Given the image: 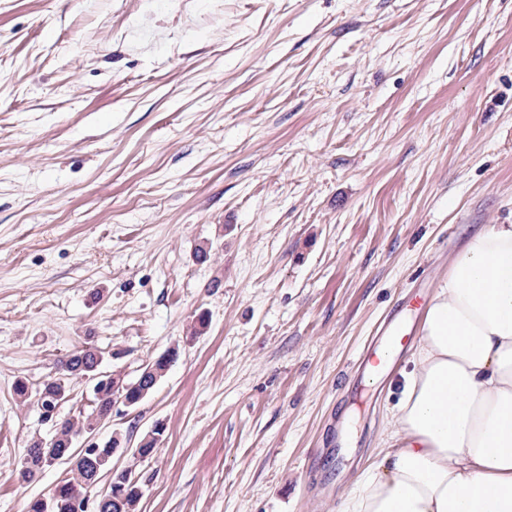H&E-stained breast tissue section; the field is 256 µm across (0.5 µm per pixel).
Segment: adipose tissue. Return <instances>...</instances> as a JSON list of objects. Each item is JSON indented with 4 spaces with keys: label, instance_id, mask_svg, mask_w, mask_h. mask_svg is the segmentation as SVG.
I'll use <instances>...</instances> for the list:
<instances>
[{
    "label": "adipose tissue",
    "instance_id": "1",
    "mask_svg": "<svg viewBox=\"0 0 512 512\" xmlns=\"http://www.w3.org/2000/svg\"><path fill=\"white\" fill-rule=\"evenodd\" d=\"M411 362L386 452L340 512H512V224L449 261Z\"/></svg>",
    "mask_w": 512,
    "mask_h": 512
}]
</instances>
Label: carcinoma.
Masks as SVG:
<instances>
[{
	"label": "carcinoma",
	"instance_id": "carcinoma-1",
	"mask_svg": "<svg viewBox=\"0 0 512 512\" xmlns=\"http://www.w3.org/2000/svg\"><path fill=\"white\" fill-rule=\"evenodd\" d=\"M177 355L175 349L159 355L134 381H127L116 373L99 375L103 357L92 345L60 361L58 375L49 377L42 384L39 394L51 405L57 406L68 397L69 381L89 379L92 381L91 411L77 421L71 418L57 420L54 424L55 433L49 440H35L26 448L29 481L51 467L53 456L72 462L71 476L61 480L47 500L32 501L28 512H78V505L86 497L88 489L105 472L111 474L110 483L118 487V492L113 497L100 499L95 512H135L140 485L130 473L112 472V453L121 447V440L112 437L86 451L75 447V442L78 437L94 430L103 419L111 416L117 398L123 396L133 405H139L153 391L158 380L165 376Z\"/></svg>",
	"mask_w": 512,
	"mask_h": 512
}]
</instances>
